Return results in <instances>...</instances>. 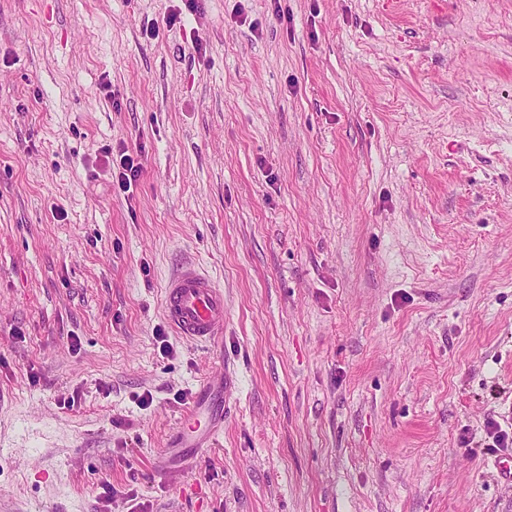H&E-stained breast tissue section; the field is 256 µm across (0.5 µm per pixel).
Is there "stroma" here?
<instances>
[{
  "label": "stroma",
  "mask_w": 512,
  "mask_h": 512,
  "mask_svg": "<svg viewBox=\"0 0 512 512\" xmlns=\"http://www.w3.org/2000/svg\"><path fill=\"white\" fill-rule=\"evenodd\" d=\"M499 429L512 0H0V512H512ZM123 157V172H120L115 183L114 180H112V185L119 193H128L130 192L132 183L135 182L142 171V162L139 153L135 155L125 154ZM163 304L173 328L193 342L211 343L224 334V290L193 263L167 281ZM228 373L219 385L208 381L195 393L191 406L176 431V444L171 448H209L224 424V413L231 395Z\"/></svg>",
  "instance_id": "35a3bbf8"
}]
</instances>
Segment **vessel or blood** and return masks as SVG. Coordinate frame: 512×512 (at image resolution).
Listing matches in <instances>:
<instances>
[{
  "instance_id": "1",
  "label": "vessel or blood",
  "mask_w": 512,
  "mask_h": 512,
  "mask_svg": "<svg viewBox=\"0 0 512 512\" xmlns=\"http://www.w3.org/2000/svg\"><path fill=\"white\" fill-rule=\"evenodd\" d=\"M163 304L173 328L191 341L209 343L224 333V290L195 264L182 265L167 281ZM230 395L225 379L200 386L176 431L178 447L195 450L213 445Z\"/></svg>"
}]
</instances>
